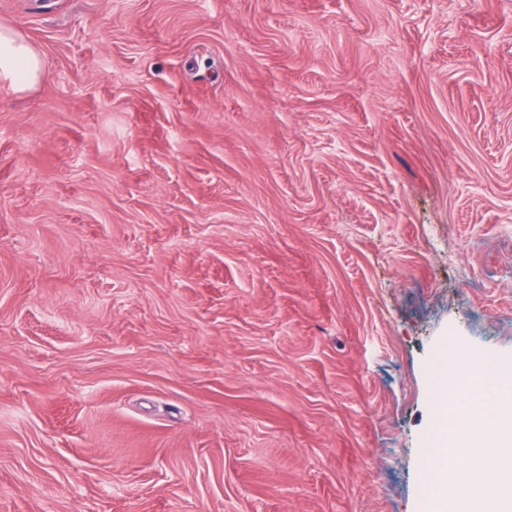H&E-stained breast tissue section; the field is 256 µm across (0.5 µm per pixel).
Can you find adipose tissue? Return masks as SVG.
<instances>
[{"label": "adipose tissue", "instance_id": "ef3b65f1", "mask_svg": "<svg viewBox=\"0 0 512 512\" xmlns=\"http://www.w3.org/2000/svg\"><path fill=\"white\" fill-rule=\"evenodd\" d=\"M43 75L42 61L34 48L8 28H0V83L14 90L33 87Z\"/></svg>", "mask_w": 512, "mask_h": 512}]
</instances>
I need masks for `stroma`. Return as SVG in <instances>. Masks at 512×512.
Listing matches in <instances>:
<instances>
[{
    "instance_id": "35a3bbf8",
    "label": "stroma",
    "mask_w": 512,
    "mask_h": 512,
    "mask_svg": "<svg viewBox=\"0 0 512 512\" xmlns=\"http://www.w3.org/2000/svg\"><path fill=\"white\" fill-rule=\"evenodd\" d=\"M0 25V512H422L435 370L512 358V0ZM43 75L41 58L22 37L0 28V83L16 91L33 87Z\"/></svg>"
}]
</instances>
